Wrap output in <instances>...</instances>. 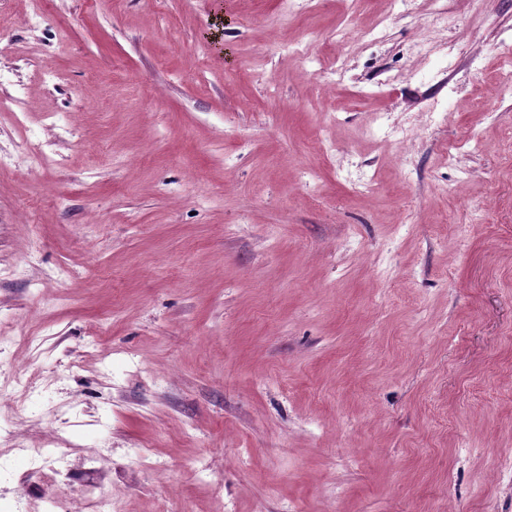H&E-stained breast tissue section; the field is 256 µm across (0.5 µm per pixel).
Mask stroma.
Here are the masks:
<instances>
[{
	"label": "stroma",
	"instance_id": "stroma-1",
	"mask_svg": "<svg viewBox=\"0 0 512 512\" xmlns=\"http://www.w3.org/2000/svg\"><path fill=\"white\" fill-rule=\"evenodd\" d=\"M33 8L0 512H512V0Z\"/></svg>",
	"mask_w": 512,
	"mask_h": 512
}]
</instances>
